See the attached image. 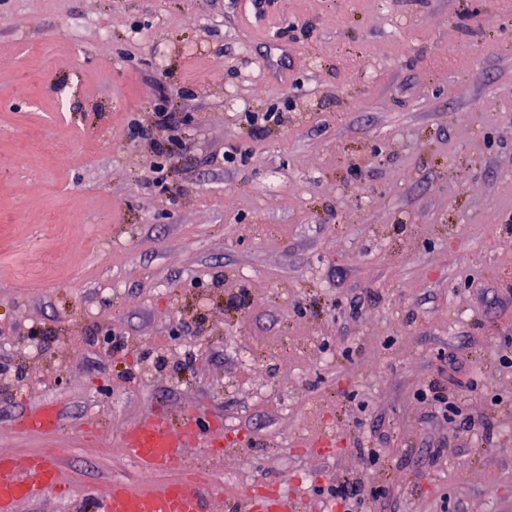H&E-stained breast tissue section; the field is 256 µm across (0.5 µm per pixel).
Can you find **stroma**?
<instances>
[{"label": "stroma", "mask_w": 512, "mask_h": 512, "mask_svg": "<svg viewBox=\"0 0 512 512\" xmlns=\"http://www.w3.org/2000/svg\"><path fill=\"white\" fill-rule=\"evenodd\" d=\"M162 96L164 192L127 136ZM508 346L512 0H0V452L102 494L128 425L190 410L217 512H512ZM179 112H175L171 101L165 97L160 98L155 105L154 124L151 128L145 127L137 120H131L128 129V138L132 141L137 139H149L153 136V129H168L177 134L169 137L167 143H159L157 145L158 154L171 158L176 148L183 147L182 138L179 136V130L182 125L187 123L184 118L178 117ZM63 418L62 408L55 402H39L27 409L22 425L30 432L46 433L56 429ZM238 512H297L300 504L285 492L252 491L233 509Z\"/></svg>", "instance_id": "1"}]
</instances>
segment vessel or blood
Masks as SVG:
<instances>
[{
    "mask_svg": "<svg viewBox=\"0 0 512 512\" xmlns=\"http://www.w3.org/2000/svg\"><path fill=\"white\" fill-rule=\"evenodd\" d=\"M63 418L54 402H40L27 409L22 425L28 431L46 433L56 429ZM198 444L211 447L208 428L195 415H187L180 427H173L162 414L133 423L121 436L125 456L140 469L161 473L173 469L183 448ZM217 477L196 471L190 477L157 487L113 481L110 490L97 495L86 489L94 512H210V500ZM70 481L56 458L44 455L19 458L0 453V512H17L18 505L46 495L68 499ZM237 512H299L300 504L284 492L257 491L236 506Z\"/></svg>",
    "mask_w": 512,
    "mask_h": 512,
    "instance_id": "obj_1",
    "label": "vessel or blood"
}]
</instances>
